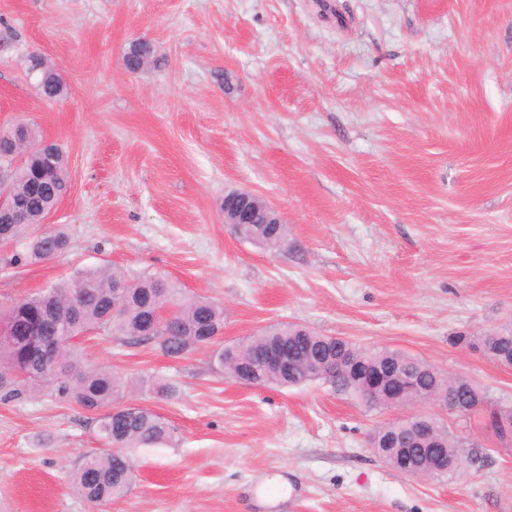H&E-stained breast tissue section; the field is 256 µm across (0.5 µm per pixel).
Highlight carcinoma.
I'll return each mask as SVG.
<instances>
[{"mask_svg": "<svg viewBox=\"0 0 512 512\" xmlns=\"http://www.w3.org/2000/svg\"><path fill=\"white\" fill-rule=\"evenodd\" d=\"M154 50L148 41L131 44L123 62L127 70L137 71L154 62ZM41 57L30 55L29 70H37V87L50 99L62 97L67 88L50 68L40 67ZM54 159H45L42 150H25L14 162L9 191L26 200V215L21 224L0 227V244L22 245L27 257L35 262L48 261L67 250L66 233L39 232L45 215L66 194L67 161L58 146H53ZM244 237L260 239L266 249H279L288 240V225L246 224ZM54 309L74 312L64 343L56 352L54 366H44L41 355L33 348L31 312ZM224 328V307L201 297H187L160 273L130 276L118 267L87 268L76 271L61 283L27 294L0 311V398L18 397L30 390L52 389L83 409L98 413L99 437L108 451L83 458L73 472V483L91 502H106L127 495L134 472L127 454L129 448L174 445L177 428L167 419L144 406L121 402L130 387L122 375L103 367H92L84 360L80 345L90 335L106 336L121 342L149 344L164 356L180 360L200 347L214 342ZM476 341L483 351L497 361L512 366V325L496 327L482 336L458 337V342ZM346 354L354 364L373 367L396 366L415 371L419 360L389 349L357 347L344 342ZM277 347L294 361L284 371L254 361L257 353ZM336 356V345L330 336L307 330L297 324H276L270 330L249 336L235 346L218 347L213 358L227 377L239 382L290 387L319 379L308 365L326 362ZM446 377L425 373L416 382L415 391L391 395L384 391L365 395L357 379L348 380L343 388L358 395L370 409L387 408L394 402H417L441 394ZM448 382V381H446ZM137 387L157 396L170 398L175 388L153 376H142ZM448 390L462 404L477 411L489 399L477 387L456 388L448 382ZM383 461L394 470L416 476H434L433 465L448 461V472L455 473L463 465L471 467L483 461L477 448H465L461 437L447 428L438 427L437 434L410 451L409 467L402 465L405 450L381 448Z\"/></svg>", "mask_w": 512, "mask_h": 512, "instance_id": "obj_1", "label": "carcinoma"}]
</instances>
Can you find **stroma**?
Returning <instances> with one entry per match:
<instances>
[{
    "label": "stroma",
    "mask_w": 512,
    "mask_h": 512,
    "mask_svg": "<svg viewBox=\"0 0 512 512\" xmlns=\"http://www.w3.org/2000/svg\"><path fill=\"white\" fill-rule=\"evenodd\" d=\"M155 61L131 73L133 40ZM42 56L67 85L41 95ZM67 157L53 260L0 247V307L76 270L166 274L224 307L221 345L296 323L463 374L512 406V367L461 344L512 323V0H0V131ZM282 214L288 247L237 239L225 191ZM86 359L153 375L132 391L179 429L137 449L132 491L89 503L70 475L100 451L91 413L0 400V512H512V436L427 402L368 409L315 381L232 380L102 336ZM424 413L485 451L464 475L399 473L372 431Z\"/></svg>",
    "instance_id": "stroma-1"
}]
</instances>
